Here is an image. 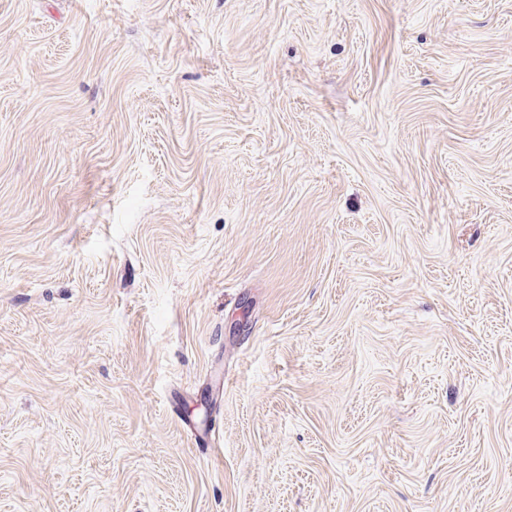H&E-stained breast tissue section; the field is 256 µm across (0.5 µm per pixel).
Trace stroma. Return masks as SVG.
<instances>
[{
  "label": "stroma",
  "instance_id": "1",
  "mask_svg": "<svg viewBox=\"0 0 512 512\" xmlns=\"http://www.w3.org/2000/svg\"><path fill=\"white\" fill-rule=\"evenodd\" d=\"M0 512H512V0H0Z\"/></svg>",
  "mask_w": 512,
  "mask_h": 512
}]
</instances>
